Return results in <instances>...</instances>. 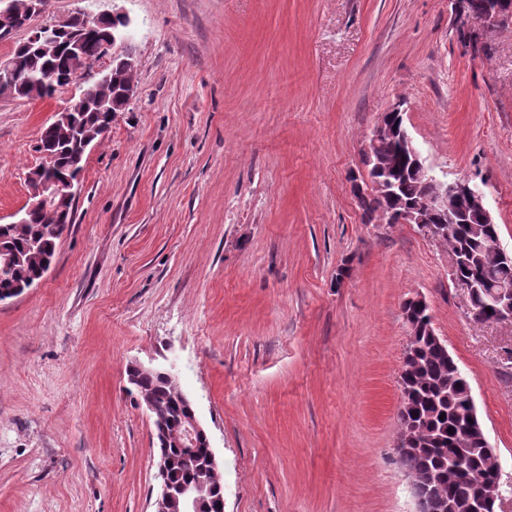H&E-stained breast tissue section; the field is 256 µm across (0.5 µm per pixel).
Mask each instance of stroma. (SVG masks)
<instances>
[{"instance_id": "obj_1", "label": "stroma", "mask_w": 512, "mask_h": 512, "mask_svg": "<svg viewBox=\"0 0 512 512\" xmlns=\"http://www.w3.org/2000/svg\"><path fill=\"white\" fill-rule=\"evenodd\" d=\"M125 12L137 93L89 154L41 283L0 303V512H152L132 363L173 366L224 512H416L395 451L405 300L422 296L512 484V323L478 324L448 248L365 222L381 116L482 183L512 255V25L458 43L449 0H47ZM68 101L0 96V224Z\"/></svg>"}]
</instances>
